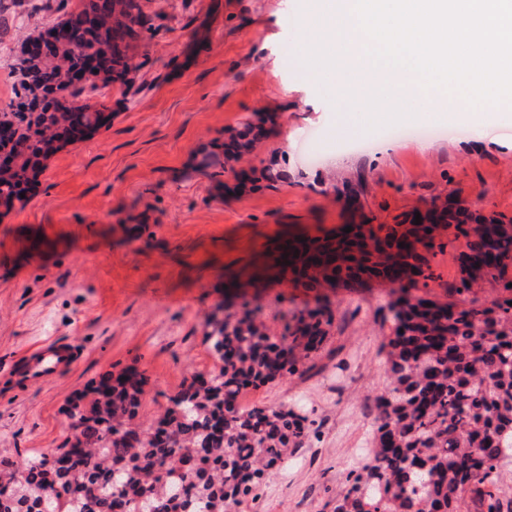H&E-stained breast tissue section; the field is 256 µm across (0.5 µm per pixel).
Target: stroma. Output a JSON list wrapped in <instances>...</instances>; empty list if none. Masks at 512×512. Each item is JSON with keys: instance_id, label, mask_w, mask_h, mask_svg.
I'll return each instance as SVG.
<instances>
[{"instance_id": "stroma-1", "label": "stroma", "mask_w": 512, "mask_h": 512, "mask_svg": "<svg viewBox=\"0 0 512 512\" xmlns=\"http://www.w3.org/2000/svg\"><path fill=\"white\" fill-rule=\"evenodd\" d=\"M140 3L158 32L139 42L131 82L113 83L110 121L51 155L24 206L0 207V457L59 447L67 400L128 367L147 378L142 420L157 417L186 379L214 368L205 324L236 281L244 300L261 302L271 337L319 300L332 317L306 372L239 398L304 411L313 426L238 512H334L373 438L354 408L376 405L390 384L378 310L389 288L305 291L275 267L278 246L391 224L447 196L512 218V108L498 109L484 139L444 120L430 149L410 139L387 154L384 129L337 133L328 88L304 75L291 24L312 0ZM18 12L22 25L0 32L11 61L55 21L36 0ZM363 139L370 149L358 150ZM357 174L366 187L353 211L345 180ZM462 248L432 258L430 297L450 299ZM59 338L83 351L71 371L16 392V358Z\"/></svg>"}]
</instances>
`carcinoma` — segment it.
Returning a JSON list of instances; mask_svg holds the SVG:
<instances>
[{
	"label": "carcinoma",
	"instance_id": "obj_1",
	"mask_svg": "<svg viewBox=\"0 0 512 512\" xmlns=\"http://www.w3.org/2000/svg\"><path fill=\"white\" fill-rule=\"evenodd\" d=\"M59 0V16L49 29L53 48L78 69L103 60L92 83L51 80L39 61L20 55L9 73L13 96L0 105V206L24 205L20 186L35 178L43 160L69 141L70 129L90 132L111 117L105 90L139 65L114 42L112 19L83 29L81 16L91 0L70 9ZM120 25L132 38L155 33L138 0H128ZM361 225L317 245L290 242L280 259L314 287L331 271L350 280L391 278L385 262L356 273L342 260ZM416 232L404 223L377 224L360 245L384 254L409 245ZM488 248L512 259V226L498 224L466 241L458 257L464 273L467 251ZM290 265H285V261ZM391 292L393 324L388 363L390 388L379 399L375 448L370 463L349 473L336 512H462L467 494L502 512L499 469L512 456V306L407 298ZM261 305L244 303L238 313L212 316L206 340L215 358L201 375L170 398L171 405L148 423L138 419L145 377L123 370L105 390L69 403L68 417L80 428L75 446L60 455L35 453L22 461L0 459V512H235L262 476L288 460V450L309 434L308 417L282 406L237 407L241 390L301 372L304 360L328 336V312L308 309L287 324L288 335L274 341L259 320ZM28 477L14 479V471ZM413 471L403 482L396 474Z\"/></svg>",
	"mask_w": 512,
	"mask_h": 512
}]
</instances>
